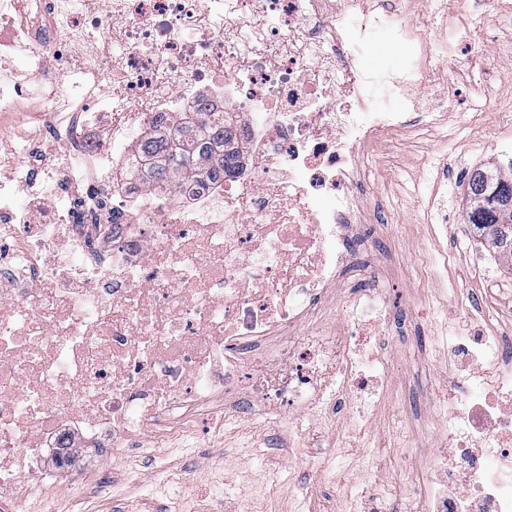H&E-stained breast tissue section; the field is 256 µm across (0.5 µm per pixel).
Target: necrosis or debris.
Returning a JSON list of instances; mask_svg holds the SVG:
<instances>
[{
    "label": "necrosis or debris",
    "instance_id": "obj_1",
    "mask_svg": "<svg viewBox=\"0 0 512 512\" xmlns=\"http://www.w3.org/2000/svg\"><path fill=\"white\" fill-rule=\"evenodd\" d=\"M498 10L481 0L433 44L406 0H0V120L31 98L43 122L77 115L69 159L41 178L0 154V512H25L80 458L125 457L228 404L253 423L371 427L391 298L371 268L343 282L369 165L393 137L436 130L414 86L452 97L435 59L485 38ZM379 29L402 68L369 67ZM199 100L240 126V168L140 185L138 135ZM103 172L111 221L92 191ZM448 344L475 367L444 398L434 465L401 489L376 483L370 512L397 496L404 512H512V334Z\"/></svg>",
    "mask_w": 512,
    "mask_h": 512
}]
</instances>
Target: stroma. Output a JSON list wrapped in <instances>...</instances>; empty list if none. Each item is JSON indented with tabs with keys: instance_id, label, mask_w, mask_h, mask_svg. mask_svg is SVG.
Returning a JSON list of instances; mask_svg holds the SVG:
<instances>
[{
	"instance_id": "1",
	"label": "stroma",
	"mask_w": 512,
	"mask_h": 512,
	"mask_svg": "<svg viewBox=\"0 0 512 512\" xmlns=\"http://www.w3.org/2000/svg\"><path fill=\"white\" fill-rule=\"evenodd\" d=\"M479 59L506 81L497 87L492 111L473 117L478 97L470 83L457 85V97L444 113L441 134L400 137L377 156L371 174V201L379 211V251L371 262L393 279L396 326L389 335L394 354L389 396L366 434L348 423L326 424L332 448H310L290 439L289 428L257 426L243 433L233 410L220 429L183 434L167 447L144 446L121 462L88 461L62 478V488L38 501V512H197L215 491H247L265 512H299L300 495L315 487L317 512H351L372 478L403 484L424 473L442 433L438 398L460 363L448 352L453 332L480 324L485 291L499 289L501 305L493 322L512 327V272L493 268L474 247L467 222L465 174L479 166L503 167L512 161V130L499 128L497 114L512 110V25L493 37L456 46L453 61ZM33 101L0 122V151L35 142L52 143L33 122ZM448 180H437L440 168ZM447 211L448 230L440 232L438 211ZM467 299L472 318L457 314L454 298ZM110 479L98 487L101 469ZM279 469L281 479L266 475ZM184 473L181 487L164 483L167 472Z\"/></svg>"
}]
</instances>
